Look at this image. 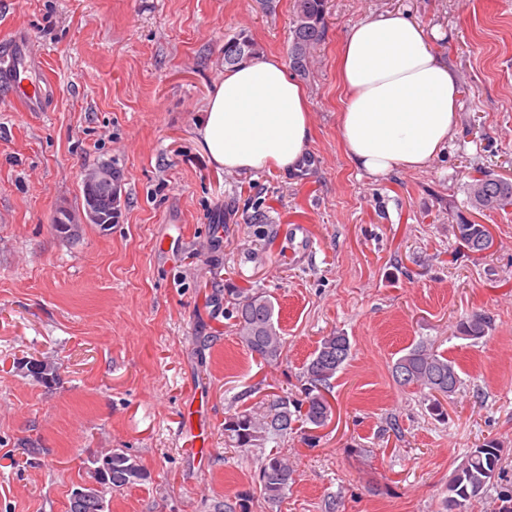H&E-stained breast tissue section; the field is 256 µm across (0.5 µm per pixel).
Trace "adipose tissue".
<instances>
[{"label":"adipose tissue","mask_w":512,"mask_h":512,"mask_svg":"<svg viewBox=\"0 0 512 512\" xmlns=\"http://www.w3.org/2000/svg\"><path fill=\"white\" fill-rule=\"evenodd\" d=\"M340 134L351 164L373 176L422 170L456 126L457 77L427 31L399 11L354 24L339 56ZM308 97L287 65L256 54L226 69L197 130L215 165L241 172H297L311 138Z\"/></svg>","instance_id":"obj_1"}]
</instances>
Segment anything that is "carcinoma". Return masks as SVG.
<instances>
[{"mask_svg": "<svg viewBox=\"0 0 512 512\" xmlns=\"http://www.w3.org/2000/svg\"><path fill=\"white\" fill-rule=\"evenodd\" d=\"M327 0H296L292 19V40L288 56L292 70L298 76L309 72L313 54L324 40ZM257 54L253 39L240 32L224 42V65L233 66ZM121 186L120 173L111 169V182L100 185L97 197L103 209L110 208L111 193ZM471 207L484 211L512 205V182L486 172L472 179L467 188ZM456 234L468 250L486 249L489 231L483 224H458ZM235 335L242 347L253 357L276 364L283 357L285 342L281 336L275 304L266 292L248 289L237 293L233 302ZM491 326L490 318L474 313L460 322L464 337L480 339ZM351 355V343L343 332L334 331L323 337L309 363L305 366L302 397L268 394L260 401L231 415L224 422V432L236 448H264L301 428H323L332 417L328 399L337 372ZM30 372L44 383H54L58 374L46 361L29 362ZM394 381L402 387L425 392L428 410L435 416L444 415L441 400L456 393L461 378L456 362L421 342L398 357L391 369ZM501 457L494 441H486L470 449L448 480L445 512H470L473 502L482 498L499 479ZM143 473L131 457L112 452V469L106 486L124 488L141 480ZM259 495L272 506H278L288 489L296 482L292 464L278 452H269L261 461L258 476ZM68 512H104L102 491L88 488L81 496L71 495Z\"/></svg>", "mask_w": 512, "mask_h": 512, "instance_id": "cac0c4a2", "label": "carcinoma"}]
</instances>
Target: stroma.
Listing matches in <instances>:
<instances>
[{
  "instance_id": "stroma-1",
  "label": "stroma",
  "mask_w": 512,
  "mask_h": 512,
  "mask_svg": "<svg viewBox=\"0 0 512 512\" xmlns=\"http://www.w3.org/2000/svg\"><path fill=\"white\" fill-rule=\"evenodd\" d=\"M295 0H0V68L34 39L29 73L50 93L31 112L0 86V512H68L92 457L120 450L144 476L105 495L104 512H214L250 495L268 451L297 481L280 512H445L465 452L492 440L498 481L472 512H512V206L479 211L467 185L512 181V0H327V29L302 83L313 130L298 173L217 168L197 125L224 41L247 32L287 58ZM400 10L435 32L459 78L456 133L424 170L372 177L340 139V43L355 23ZM122 175L118 223L56 233L82 203L86 169ZM494 247L464 249L462 222ZM308 229L312 251L293 248ZM263 289L279 313L282 360L251 357L229 299ZM492 318L463 338L460 320ZM352 357L333 382V418L315 442L295 433L243 450L224 420L245 393L298 394L321 339ZM426 341L460 367L445 419L391 367ZM52 361L57 383L28 370ZM208 459L189 457L180 431Z\"/></svg>"
}]
</instances>
